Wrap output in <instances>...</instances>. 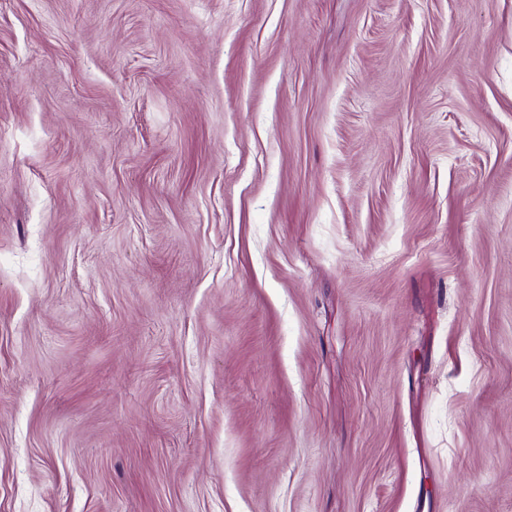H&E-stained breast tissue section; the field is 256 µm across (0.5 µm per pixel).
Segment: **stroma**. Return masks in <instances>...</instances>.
Segmentation results:
<instances>
[{
    "label": "stroma",
    "instance_id": "1",
    "mask_svg": "<svg viewBox=\"0 0 512 512\" xmlns=\"http://www.w3.org/2000/svg\"><path fill=\"white\" fill-rule=\"evenodd\" d=\"M0 512H512V0H0Z\"/></svg>",
    "mask_w": 512,
    "mask_h": 512
}]
</instances>
